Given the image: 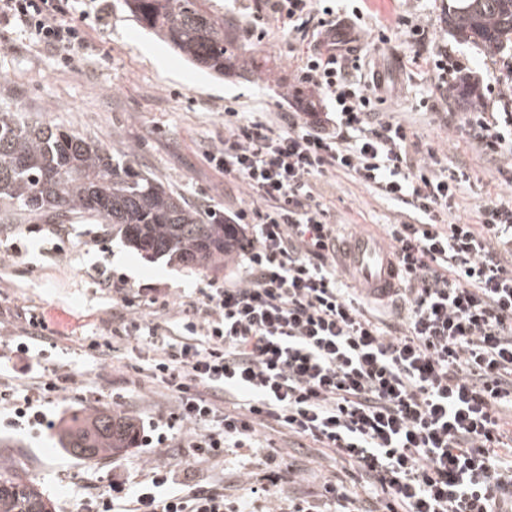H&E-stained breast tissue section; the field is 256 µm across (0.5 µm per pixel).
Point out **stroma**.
<instances>
[{"instance_id":"obj_1","label":"stroma","mask_w":512,"mask_h":512,"mask_svg":"<svg viewBox=\"0 0 512 512\" xmlns=\"http://www.w3.org/2000/svg\"><path fill=\"white\" fill-rule=\"evenodd\" d=\"M212 13L239 27L255 65L243 76L205 77L165 48L128 17L119 0H73L68 22L83 28L84 47L69 60L52 56L13 23L0 20V106L13 107L32 121H50L99 140L115 158L134 153L137 169L179 195L201 215L224 214L247 199L241 182L224 178L207 164L205 146L224 137V109L275 118L298 102L325 112L322 92L300 83L297 68L306 42L277 27L251 34L256 0H205ZM343 9L361 10L369 36L361 55L386 81V119L410 127L417 158L435 153L442 166L471 176L449 221L477 223L487 198L512 205V161L484 154L469 131L468 113L443 97L429 63L439 48L448 50V79L466 76L478 84L481 112L512 113V60L489 59L460 45L448 31V0H344ZM425 28V39L407 31V22ZM385 40H378V33ZM322 201L339 236L380 233L382 225L405 221L406 207L365 189L354 178L336 174L322 184ZM108 269L127 288L129 319L171 322L165 303L197 295L237 272L235 260L214 269L147 258L124 245L111 225L73 216L59 224L22 211L0 213V454L22 465L55 507L54 512H90L113 474L135 487L152 471L177 470L186 461V431L174 401L158 384L139 385L137 369L151 352L143 337L114 333L113 295L97 273ZM44 314L59 335L44 351L47 371L76 380L65 398H40L35 380L23 376L11 358L21 326L30 313ZM107 345L99 357L98 345ZM37 398L43 424L13 425L15 407ZM155 425L168 447L140 438L137 447L87 462L59 448L55 435L63 419L99 409ZM275 443L286 465L276 487L280 501L315 495L335 470L322 448H295L283 438L258 434L252 449L225 452L222 462L204 469L224 483L229 497L246 495L243 472L253 469L257 449Z\"/></svg>"}]
</instances>
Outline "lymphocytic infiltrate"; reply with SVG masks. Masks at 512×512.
<instances>
[{"instance_id": "obj_1", "label": "lymphocytic infiltrate", "mask_w": 512, "mask_h": 512, "mask_svg": "<svg viewBox=\"0 0 512 512\" xmlns=\"http://www.w3.org/2000/svg\"><path fill=\"white\" fill-rule=\"evenodd\" d=\"M69 11L70 0H0L1 17L63 58L85 42ZM256 19L296 35L316 21L299 79L333 114L266 120L225 107L224 138L204 156L250 198L224 217L250 228L243 275L180 302L174 325L135 323L153 351L142 382L174 398L193 460L251 447L267 430L345 462L289 512H512V206L490 198L478 224L444 223L469 176L411 160L412 132L380 116L383 76L353 77L363 28L322 0H264ZM469 125L483 152L512 157L511 112ZM336 172L410 209L385 227L399 286L367 303L339 278L336 227L319 200L318 182ZM282 459L274 448L259 457L254 502L187 468L153 471L120 509L126 485L111 483L100 507L257 512Z\"/></svg>"}]
</instances>
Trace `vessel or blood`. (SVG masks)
Here are the masks:
<instances>
[{
    "instance_id": "b4317fda",
    "label": "vessel or blood",
    "mask_w": 512,
    "mask_h": 512,
    "mask_svg": "<svg viewBox=\"0 0 512 512\" xmlns=\"http://www.w3.org/2000/svg\"><path fill=\"white\" fill-rule=\"evenodd\" d=\"M344 270L353 276L369 295L397 287L398 275L391 262V250L382 240L357 234L338 243Z\"/></svg>"
}]
</instances>
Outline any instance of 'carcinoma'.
I'll list each match as a JSON object with an SVG mask.
<instances>
[{"mask_svg": "<svg viewBox=\"0 0 512 512\" xmlns=\"http://www.w3.org/2000/svg\"><path fill=\"white\" fill-rule=\"evenodd\" d=\"M144 29L186 61L215 78L236 75L246 50L224 18L203 0H123ZM448 29L489 57L512 47V0H448ZM460 109L473 106L478 86L462 79L450 90ZM0 205L30 215L79 214L121 234L149 258L168 256L185 266L216 267L240 247L234 224L210 221L163 184L136 169L133 153L122 162L99 142L50 123L29 122L0 108ZM128 416L107 408L63 422L60 447L85 460L115 456L137 443ZM50 500L18 463L0 460V512H48Z\"/></svg>", "mask_w": 512, "mask_h": 512, "instance_id": "1", "label": "carcinoma"}]
</instances>
